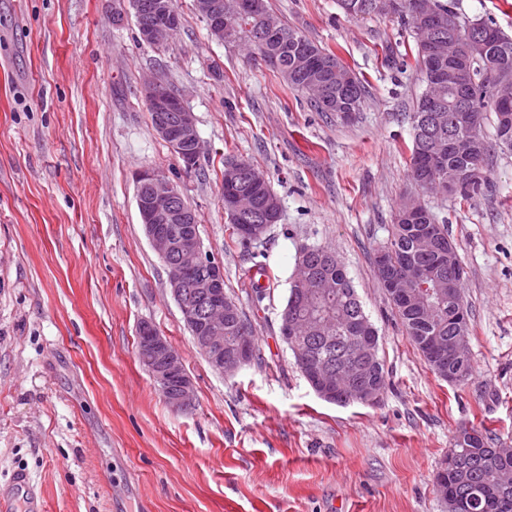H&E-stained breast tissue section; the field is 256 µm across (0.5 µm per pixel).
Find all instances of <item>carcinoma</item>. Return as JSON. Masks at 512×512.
I'll use <instances>...</instances> for the list:
<instances>
[{
    "mask_svg": "<svg viewBox=\"0 0 512 512\" xmlns=\"http://www.w3.org/2000/svg\"><path fill=\"white\" fill-rule=\"evenodd\" d=\"M414 8V0H400V8L393 13V17L409 30L411 43L408 44L406 55L414 59L422 81L428 86L434 77L448 76V59H439L428 51L415 29ZM480 25L490 40L491 50L499 56L500 61L512 68V37L484 21ZM236 26L237 29L227 39L245 40L262 56L282 46L277 36L259 37L255 19L250 16L238 18ZM283 29L288 33V52L304 44L328 60L342 62L338 54L309 41L290 26L285 24ZM468 67L471 75L467 86L461 90L452 89L450 98L467 101L473 121L452 126L448 121L450 113L441 112L433 124H420L421 115L428 105L427 92H422L413 112L410 157L411 177L419 187L433 191L435 187L431 186L432 182L446 184L451 177L455 194L464 200L473 198L479 191L484 164L489 155L488 143L481 131L485 113L495 115V136L499 143L505 138L501 133V116L505 112L512 114V101L503 105L496 100L491 86L483 77L479 61H469ZM366 94L365 82L355 78L353 87L344 94L348 108L360 111ZM450 135L477 140L480 151L470 159L448 153ZM438 147L443 150L444 164L431 170L425 166V155ZM407 212V204L398 207L389 236L380 246L390 254L392 264L404 283L403 294L393 301V306L407 336L420 350L432 371L445 381L448 374L460 372L467 381L473 374L471 357H466L463 362L448 357V344L470 333V324L462 326L452 320L453 308L465 304L463 277L452 276L448 265L442 263L438 256V250H448V225L427 209L418 220L412 222L404 219ZM417 223L438 226L435 249L424 250L414 238ZM309 248L317 252L325 251V248L315 245ZM309 248L301 247L296 257L297 273L290 285L286 308L302 317L317 319L337 340L329 343L300 335L294 337L289 346L305 349L326 368L350 376L349 384L336 388V404H348L351 388L357 384L368 386L381 396L388 386V373L382 358L375 355L376 363L369 365L354 350L349 329L355 322L368 319V316L345 267L337 259L325 267L314 263L311 258H304L303 253ZM417 271L424 274L428 282L425 291L413 280ZM309 273L329 275L336 288L328 295L307 294L297 287V280ZM245 322L239 310L224 319V346L234 344L238 327ZM497 444L498 441L485 429L466 424L458 427L448 449V454L453 456V464L444 468V474L435 476L437 494L448 506V512H457V509H453L455 505L466 512H512V449L497 455L494 451Z\"/></svg>",
    "mask_w": 512,
    "mask_h": 512,
    "instance_id": "cac0c4a2",
    "label": "carcinoma"
}]
</instances>
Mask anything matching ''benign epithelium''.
Instances as JSON below:
<instances>
[{"mask_svg":"<svg viewBox=\"0 0 512 512\" xmlns=\"http://www.w3.org/2000/svg\"><path fill=\"white\" fill-rule=\"evenodd\" d=\"M129 3L137 20L140 38L148 44L166 42L179 26V15L169 0H129ZM194 4L206 21L210 35L220 42L224 41V35L235 28L233 19L224 18V0H194ZM248 8L262 17L266 31L273 33L279 29V20L264 12L262 0H251ZM147 11L164 16V22H143L142 15ZM416 24L421 37L434 42L436 51L441 55H459L461 41L448 39L439 33L445 23L434 15L428 0H418ZM295 69L301 73L312 69L323 72L328 81L311 79L307 82V90L329 105L333 104L328 95L329 85L334 82L336 87L343 88L352 81L347 70L312 61L303 55L297 56ZM487 74L495 86L497 99L509 101L512 98V72L493 61L487 63ZM144 97L148 108L155 112V131L170 145L185 167L191 168L201 154L194 113L185 106L181 95L162 81L146 83ZM224 179L248 185V190L230 199L228 207L244 223L247 240L261 239L270 221L276 218L278 203L268 200L265 203L266 212H260L253 188L262 179L254 177L237 163L225 166ZM135 180L141 224L165 266L167 288L178 303L183 319L199 325L196 343L217 372L225 375L237 372L248 362L254 339L249 331L242 329L236 336L234 351H224V316L235 311L233 303L224 298V267L204 251L200 235L190 234L183 228V224L189 221V212L178 206L180 193L165 175L147 168L137 172ZM196 298L205 301L201 313L191 303ZM302 324L303 320L283 312L280 317L283 339L294 337L301 331ZM138 333L146 337L143 346L137 349L138 358L157 383L166 404L175 411L189 410L194 404L195 390L181 357L151 324H141ZM296 355L302 358V371L316 394L329 403L333 402V375L323 367L310 363L303 352L298 350Z\"/></svg>","mask_w":512,"mask_h":512,"instance_id":"7a95c632","label":"benign epithelium"}]
</instances>
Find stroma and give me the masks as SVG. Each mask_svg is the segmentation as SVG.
Masks as SVG:
<instances>
[{
	"instance_id": "1",
	"label": "stroma",
	"mask_w": 512,
	"mask_h": 512,
	"mask_svg": "<svg viewBox=\"0 0 512 512\" xmlns=\"http://www.w3.org/2000/svg\"><path fill=\"white\" fill-rule=\"evenodd\" d=\"M331 49L368 94L351 121L313 112L243 41L212 39L194 0L179 32L138 39L127 0H0V488L23 471L46 512H447L434 478L460 425L512 447V152L492 149L464 201L410 178L411 112L424 86L394 18L337 0H268ZM512 35V0H452ZM125 14L116 24V14ZM195 114L185 169L156 134L147 79ZM252 162L281 202L259 241L230 235L224 160ZM165 174L249 322L257 358L215 372L192 344L136 203V173ZM447 220L465 269L472 377L438 378L374 271L397 206ZM345 264L379 330L389 385L374 405L321 400L279 333L300 246ZM277 281L262 303L250 273ZM180 354L196 403L167 406L137 355L141 323Z\"/></svg>"
}]
</instances>
